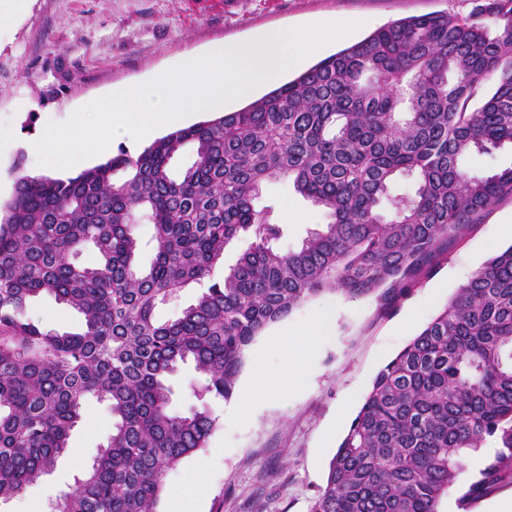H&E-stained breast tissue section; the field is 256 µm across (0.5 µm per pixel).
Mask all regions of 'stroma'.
Listing matches in <instances>:
<instances>
[{"label":"stroma","instance_id":"1","mask_svg":"<svg viewBox=\"0 0 512 512\" xmlns=\"http://www.w3.org/2000/svg\"><path fill=\"white\" fill-rule=\"evenodd\" d=\"M471 9V0H22L0 25V202L10 199L16 173H39L22 141L67 121L113 86L151 79L187 53L321 18L364 20V27L336 42L341 50L377 25ZM270 204L283 226L285 252L327 222L289 181L261 187L256 207ZM511 246L512 200L506 198L452 243L394 309L382 310L372 295L354 299L326 290L269 325L247 347L236 385L242 392L263 381L264 395L243 404L234 398L214 403L217 428L205 448L169 471L160 512H170L176 496L198 512H309L379 370L482 264ZM313 320L322 328L303 356L299 384L277 386L273 378L288 362L283 342ZM111 429L107 404L89 399L70 453L0 512H49Z\"/></svg>","mask_w":512,"mask_h":512}]
</instances>
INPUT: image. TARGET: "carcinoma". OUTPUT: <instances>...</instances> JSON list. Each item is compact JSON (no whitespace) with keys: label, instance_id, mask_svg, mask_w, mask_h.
Returning a JSON list of instances; mask_svg holds the SVG:
<instances>
[{"label":"carcinoma","instance_id":"obj_1","mask_svg":"<svg viewBox=\"0 0 512 512\" xmlns=\"http://www.w3.org/2000/svg\"><path fill=\"white\" fill-rule=\"evenodd\" d=\"M512 145V0H477L389 23L258 100L121 149L76 177L19 175L0 205V503L68 451L85 401L112 413L106 443L55 512H159L166 473L204 448L212 402L236 389L246 348L324 290L377 295L389 310L448 244L503 198L512 166L461 168ZM189 149L181 170L173 161ZM411 195H391L398 176ZM288 180L329 219L278 247L272 207ZM154 227L135 261L139 215ZM252 239L215 277L234 239ZM85 248L95 261L74 258ZM191 284L175 318L157 305ZM48 296L83 317L77 332L27 319ZM192 364L196 404L170 408V378ZM493 443L466 479L467 461ZM512 478V246L487 260L376 375L309 512H463Z\"/></svg>","mask_w":512,"mask_h":512}]
</instances>
